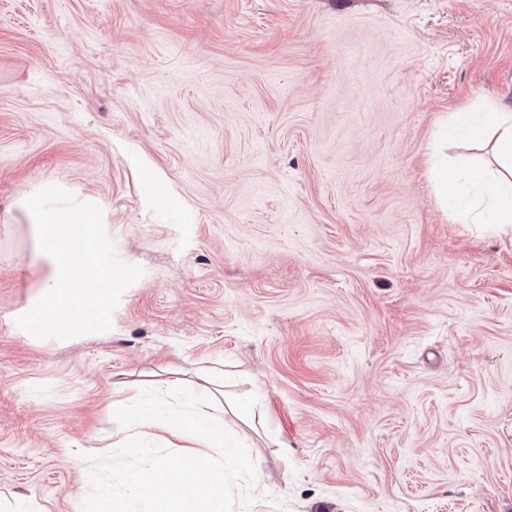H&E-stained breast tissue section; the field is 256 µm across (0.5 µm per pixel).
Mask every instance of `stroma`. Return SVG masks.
<instances>
[{"label":"stroma","mask_w":512,"mask_h":512,"mask_svg":"<svg viewBox=\"0 0 512 512\" xmlns=\"http://www.w3.org/2000/svg\"><path fill=\"white\" fill-rule=\"evenodd\" d=\"M509 111L512 0H0V512H81L179 384L254 461L234 512H512V233L433 169ZM47 185L144 269L109 332L14 323Z\"/></svg>","instance_id":"obj_1"}]
</instances>
